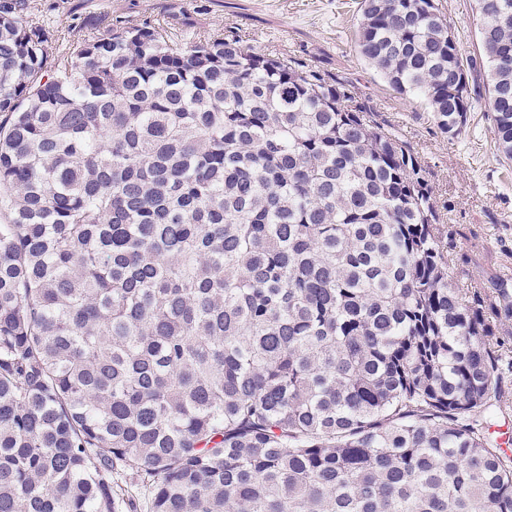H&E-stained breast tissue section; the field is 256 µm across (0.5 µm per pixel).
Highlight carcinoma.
Instances as JSON below:
<instances>
[{
    "label": "carcinoma",
    "mask_w": 512,
    "mask_h": 512,
    "mask_svg": "<svg viewBox=\"0 0 512 512\" xmlns=\"http://www.w3.org/2000/svg\"><path fill=\"white\" fill-rule=\"evenodd\" d=\"M0 0V512H512V376L413 145L346 78L125 22L59 46ZM360 0L361 58L512 160V0ZM448 20L450 31L462 52L478 51V29L481 18L477 0H439Z\"/></svg>",
    "instance_id": "carcinoma-1"
}]
</instances>
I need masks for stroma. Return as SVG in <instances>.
I'll list each match as a JSON object with an SVG mask.
<instances>
[{"label":"stroma","mask_w":512,"mask_h":512,"mask_svg":"<svg viewBox=\"0 0 512 512\" xmlns=\"http://www.w3.org/2000/svg\"><path fill=\"white\" fill-rule=\"evenodd\" d=\"M30 19L50 33H109L121 20H171L185 35L238 28L250 45L315 60L352 80L419 152L443 209L453 275L485 292L512 290V163L496 152L485 99L474 100L461 134L440 131L432 112L393 92L359 56L360 0H30ZM462 52L478 49L477 0H441Z\"/></svg>","instance_id":"obj_1"}]
</instances>
